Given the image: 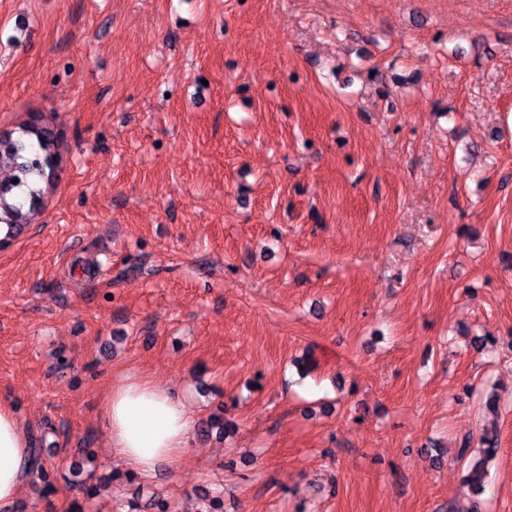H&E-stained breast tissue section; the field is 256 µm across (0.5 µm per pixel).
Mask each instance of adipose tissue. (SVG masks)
I'll use <instances>...</instances> for the list:
<instances>
[{
	"label": "adipose tissue",
	"instance_id": "adipose-tissue-1",
	"mask_svg": "<svg viewBox=\"0 0 512 512\" xmlns=\"http://www.w3.org/2000/svg\"><path fill=\"white\" fill-rule=\"evenodd\" d=\"M112 455L129 471L147 475L176 462L188 449L193 422L182 401L150 380H124L105 400ZM32 468V448L11 403L0 401V512L20 500Z\"/></svg>",
	"mask_w": 512,
	"mask_h": 512
}]
</instances>
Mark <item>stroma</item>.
Masks as SVG:
<instances>
[{"label": "stroma", "mask_w": 512, "mask_h": 512, "mask_svg": "<svg viewBox=\"0 0 512 512\" xmlns=\"http://www.w3.org/2000/svg\"><path fill=\"white\" fill-rule=\"evenodd\" d=\"M32 112L67 148L0 250V401L52 481L11 512H512V0H0ZM138 376L194 421L147 477ZM104 410L112 455L131 472L148 475L188 449L190 415L173 392L148 379L112 386ZM483 444V460L475 462L467 475L468 480L472 483L478 493L484 490L485 486V460L492 458L499 450L498 434L495 430H486L481 437Z\"/></svg>", "instance_id": "1"}]
</instances>
